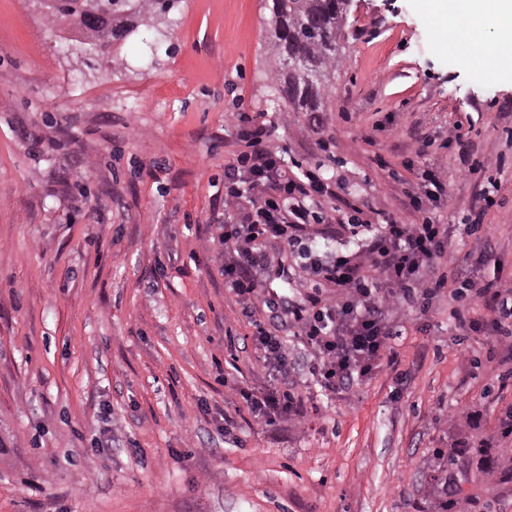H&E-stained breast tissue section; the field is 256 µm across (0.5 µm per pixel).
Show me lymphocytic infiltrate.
I'll list each match as a JSON object with an SVG mask.
<instances>
[{
    "label": "lymphocytic infiltrate",
    "mask_w": 512,
    "mask_h": 512,
    "mask_svg": "<svg viewBox=\"0 0 512 512\" xmlns=\"http://www.w3.org/2000/svg\"><path fill=\"white\" fill-rule=\"evenodd\" d=\"M233 126L244 151L224 170V285L243 302L262 303L271 313L287 315L297 338L315 361L309 372L320 386L335 393L368 376L387 353L394 335L392 320L427 314L434 301L459 300L471 293L491 296L501 311L512 313V286L489 290L474 278H461L457 259L448 251V227L431 212L445 194L433 170L419 172L418 189L404 209L389 215L373 236H360L357 249L319 250L313 245L318 198L331 195L329 184L314 172L289 176L264 126L245 112ZM296 252L304 277L295 280L303 303L280 306L258 291L253 271L272 266L268 244ZM334 288L327 300L310 291V280ZM255 344L263 354L267 385L240 389L246 406L266 425H276L301 410L288 390L294 364L287 345L268 332Z\"/></svg>",
    "instance_id": "1"
}]
</instances>
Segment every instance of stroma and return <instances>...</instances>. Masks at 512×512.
<instances>
[{"instance_id": "stroma-1", "label": "stroma", "mask_w": 512, "mask_h": 512, "mask_svg": "<svg viewBox=\"0 0 512 512\" xmlns=\"http://www.w3.org/2000/svg\"><path fill=\"white\" fill-rule=\"evenodd\" d=\"M421 2L352 0L316 125L273 94L269 0H181L143 62L145 27L79 57L81 33L37 0H0V512H434L450 449L512 448V346L455 326L447 299L395 321L391 354L332 394L293 327L246 317L224 286L236 112L289 174L330 184L332 222L362 202L382 223L434 170L450 252L512 283V78L488 77ZM456 126L500 162L495 180L454 148L417 156L416 137ZM487 195L486 245L458 227ZM259 325L295 358L307 424L265 425L238 396L266 381ZM462 487L472 512H512V479L472 466Z\"/></svg>"}]
</instances>
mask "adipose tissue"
<instances>
[{
  "mask_svg": "<svg viewBox=\"0 0 512 512\" xmlns=\"http://www.w3.org/2000/svg\"><path fill=\"white\" fill-rule=\"evenodd\" d=\"M423 6L433 17L452 25L492 17L498 30L497 38L466 31V49L469 53L493 58L496 70L512 72V0H424Z\"/></svg>",
  "mask_w": 512,
  "mask_h": 512,
  "instance_id": "ef3b65f1",
  "label": "adipose tissue"
}]
</instances>
